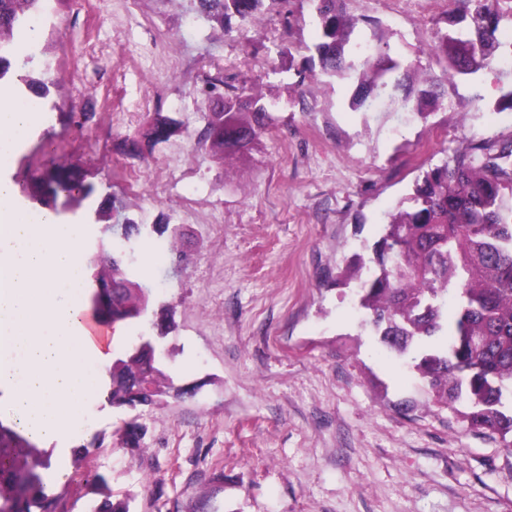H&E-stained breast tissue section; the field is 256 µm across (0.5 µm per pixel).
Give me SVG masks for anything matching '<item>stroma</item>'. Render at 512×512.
I'll return each instance as SVG.
<instances>
[{"label": "stroma", "mask_w": 512, "mask_h": 512, "mask_svg": "<svg viewBox=\"0 0 512 512\" xmlns=\"http://www.w3.org/2000/svg\"><path fill=\"white\" fill-rule=\"evenodd\" d=\"M345 7L379 21L418 78L439 75L429 44L454 0ZM319 35L308 0H265L226 26L193 0H48L39 41L50 50L30 69L57 86L14 181L67 157L93 188L64 215L84 248L112 241L92 219L100 204L140 225L124 250L153 313L171 319L165 371L182 390L134 409L95 397L68 442H41L67 512L106 498L129 512H512V452L432 407L407 359L364 325L355 287L334 281L370 256L419 161L512 133V109L489 73L482 102L460 82L424 121L352 111L349 81L297 71ZM229 83L279 110L220 160L204 131ZM300 94L307 109L292 104ZM132 419L144 428L134 447ZM96 434L102 446L74 460Z\"/></svg>", "instance_id": "1"}]
</instances>
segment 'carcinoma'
Returning a JSON list of instances; mask_svg holds the SVG:
<instances>
[{
    "instance_id": "carcinoma-1",
    "label": "carcinoma",
    "mask_w": 512,
    "mask_h": 512,
    "mask_svg": "<svg viewBox=\"0 0 512 512\" xmlns=\"http://www.w3.org/2000/svg\"><path fill=\"white\" fill-rule=\"evenodd\" d=\"M45 0H0V82L22 68L30 57L14 58L15 36L33 29L42 18ZM264 0H196L197 9L224 24L237 16L251 17ZM320 31L306 47L318 79H347L355 84L351 108L361 112H405L429 116L442 88L456 81L480 84L488 71L512 101V45L502 50L500 27L512 26V6L504 0H459L455 32L438 28L430 52L441 64V75L414 86L410 66L393 56L376 22L369 33L350 17L343 0H308ZM21 84L41 99L54 80L22 78ZM273 110L258 98L224 96V105L208 120L207 138L223 154L245 148L273 123ZM92 188L74 174L54 171L38 182L36 198L48 206L58 198L83 201ZM413 207L386 215L383 235L374 244L375 270L360 281L359 306L377 342L398 355H412L431 401L439 409L460 405L466 429L497 435L512 450V134L454 151L428 166L414 185ZM90 277L110 278L112 307L88 302L112 324L140 318L149 301L146 288L131 279V260L119 254L109 269L88 258ZM456 304L448 322V299ZM148 385L152 398L174 389L160 368V357L139 342L112 361L105 382L106 400L114 406L132 404ZM48 454L17 426L0 422V512H66L60 497L49 493L44 471Z\"/></svg>"
}]
</instances>
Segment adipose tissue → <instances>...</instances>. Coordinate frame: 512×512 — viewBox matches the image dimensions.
<instances>
[{"instance_id":"obj_1","label":"adipose tissue","mask_w":512,"mask_h":512,"mask_svg":"<svg viewBox=\"0 0 512 512\" xmlns=\"http://www.w3.org/2000/svg\"><path fill=\"white\" fill-rule=\"evenodd\" d=\"M43 113L0 84V415L32 435L70 438L112 364V342L87 333L80 225L18 197L17 155Z\"/></svg>"}]
</instances>
